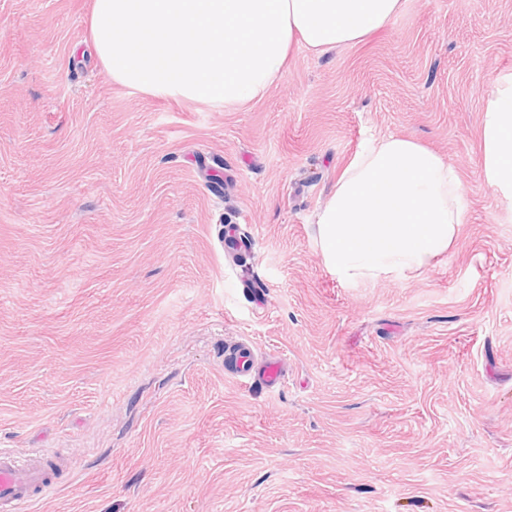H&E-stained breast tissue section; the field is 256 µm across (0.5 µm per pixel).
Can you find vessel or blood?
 I'll use <instances>...</instances> for the list:
<instances>
[{"instance_id": "vessel-or-blood-1", "label": "vessel or blood", "mask_w": 512, "mask_h": 512, "mask_svg": "<svg viewBox=\"0 0 512 512\" xmlns=\"http://www.w3.org/2000/svg\"><path fill=\"white\" fill-rule=\"evenodd\" d=\"M235 373L247 384L275 387L284 380L281 362L255 364L246 350L237 353ZM63 474L62 464L43 453L20 457L0 449V512H25L29 505L49 496Z\"/></svg>"}]
</instances>
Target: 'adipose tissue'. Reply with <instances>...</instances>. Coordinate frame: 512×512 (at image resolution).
Returning a JSON list of instances; mask_svg holds the SVG:
<instances>
[{
    "label": "adipose tissue",
    "instance_id": "ef3b65f1",
    "mask_svg": "<svg viewBox=\"0 0 512 512\" xmlns=\"http://www.w3.org/2000/svg\"><path fill=\"white\" fill-rule=\"evenodd\" d=\"M403 0H92L91 45L113 82L234 110L263 98L294 43L314 52L387 26ZM486 182L512 203V71L482 125ZM466 220L454 166L395 135L353 157L316 217L326 264L345 283L402 278L446 251Z\"/></svg>",
    "mask_w": 512,
    "mask_h": 512
}]
</instances>
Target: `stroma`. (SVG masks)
<instances>
[{"label":"stroma","instance_id":"stroma-1","mask_svg":"<svg viewBox=\"0 0 512 512\" xmlns=\"http://www.w3.org/2000/svg\"><path fill=\"white\" fill-rule=\"evenodd\" d=\"M90 8L0 0V448L69 462L28 512H512V207L481 138L512 0H405L230 111L113 83ZM389 134L456 167L467 221L348 285L315 217ZM241 345L284 385L241 383Z\"/></svg>","mask_w":512,"mask_h":512}]
</instances>
